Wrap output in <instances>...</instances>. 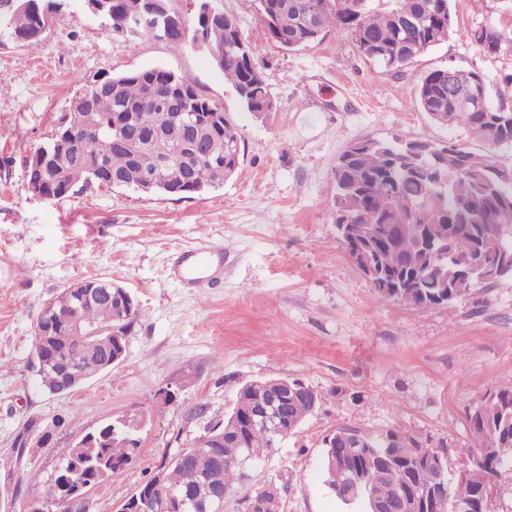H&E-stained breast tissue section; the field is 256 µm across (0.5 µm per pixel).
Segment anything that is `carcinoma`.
I'll return each mask as SVG.
<instances>
[{"mask_svg":"<svg viewBox=\"0 0 512 512\" xmlns=\"http://www.w3.org/2000/svg\"><path fill=\"white\" fill-rule=\"evenodd\" d=\"M13 0H0V37L22 38L31 44L39 36V18L17 11ZM375 0H349L343 9L330 8L327 0H257L258 19L267 38L292 51L322 39L334 30L345 35L368 60L385 72L398 71L417 57L445 43L453 33L451 0H387L388 7L374 6ZM139 0H106V18L112 31L164 39L174 50L192 43L182 35L197 31V23L180 19L166 34L145 20L129 29L124 21L137 9ZM202 38L224 51L225 82L232 85L242 106L254 115L274 108V101L261 64L245 36L240 20L221 13V24L202 28ZM466 38L490 58L512 54V25L484 22L469 29ZM448 68L426 72L417 87L416 101L428 118L448 129H462L470 137L491 147L512 149V124L501 119L512 116V106L490 104L488 75L480 70H457V88L448 90ZM177 99L185 112H220L212 125L185 135L174 130L143 147L122 146L118 130L128 122L154 125L169 111L164 95ZM70 114L80 115L91 128L87 135L51 144L55 155L44 170L34 172L43 179L47 195L63 198L75 187L100 183L102 169L117 176L143 175L162 180L154 190L177 195L198 194L224 185L237 172L241 137L215 100L202 95L193 79L161 68L119 73L112 76V89L85 85L71 102ZM193 146L181 147L180 136ZM334 224L346 225L347 234L338 239L359 263V256L372 259L378 276L373 287L379 302L399 301L413 308L451 306L470 297L479 283L458 275L459 267L471 259L481 263L484 284L512 277V168L498 165L454 141L403 140L398 137L359 138L340 153L333 172ZM402 284L401 297L385 286ZM83 283H75L52 298L53 308L68 313L79 300ZM117 294H104L86 303L80 312L81 325L103 337L113 329L131 335L137 319L116 320ZM60 363L40 370V381L51 394L61 393L68 377L65 368H78L75 375L88 381L102 374L96 349L68 336L55 341ZM262 391L256 382L242 387L233 411L211 421L219 439L211 448L181 449L185 461L171 457L162 468L163 483L156 494L195 485L204 497L208 488H226L244 479L236 459L247 454L260 458L276 447L279 437L243 418L252 397ZM323 395L312 390V399L289 398L279 407L286 428L299 429L320 406ZM482 411H471L468 424L478 448L488 462L465 461L457 471L453 491H463L478 501L477 512H490L489 501L500 475L512 471V457L504 466L493 464L503 448H512V388L491 393L481 400ZM125 417L105 418L98 429L96 454L112 462L107 479L122 474L136 459L141 443L128 431ZM325 484L347 505L372 512L370 495L393 499L406 479L422 486L436 482L438 467H447L444 448L425 446L414 433L389 428L373 433L358 426L342 425L323 439ZM388 453L392 463L378 455ZM339 456L344 474L337 476L330 458ZM56 512H70L60 476L53 475L47 490Z\"/></svg>","mask_w":512,"mask_h":512,"instance_id":"1","label":"carcinoma"}]
</instances>
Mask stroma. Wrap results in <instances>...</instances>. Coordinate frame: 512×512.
Instances as JSON below:
<instances>
[{"mask_svg": "<svg viewBox=\"0 0 512 512\" xmlns=\"http://www.w3.org/2000/svg\"><path fill=\"white\" fill-rule=\"evenodd\" d=\"M260 61L275 107L244 110L207 50H172L147 36H118L69 0L26 46L0 39V512H55L44 487L58 451L106 416L145 420L137 459L88 495L89 512L120 502L245 384L298 379L325 392L320 409L228 489L224 512H247L267 484L280 512H357L328 489L323 439L338 426L401 428L447 448L457 472L476 452L467 416L488 393L512 388V279L452 307L374 300L371 283L337 239L332 169L361 137L455 139L512 167L494 149L440 127L416 102L421 75L439 67L512 72V56L486 57L463 36L477 23L512 20V0H452L447 42L385 73L343 35L288 51L269 41L255 0H222ZM162 67L191 75L223 104L244 159L222 187L189 198L91 186L47 200L28 190L26 157L51 142L72 99L94 79ZM206 249L215 273L178 258ZM104 278L135 297L139 316L124 361L63 395L33 368L35 316L61 289ZM207 413L188 420L187 412ZM63 418L49 448L18 450L30 421ZM38 473L27 482L26 471Z\"/></svg>", "mask_w": 512, "mask_h": 512, "instance_id": "obj_1", "label": "stroma"}]
</instances>
